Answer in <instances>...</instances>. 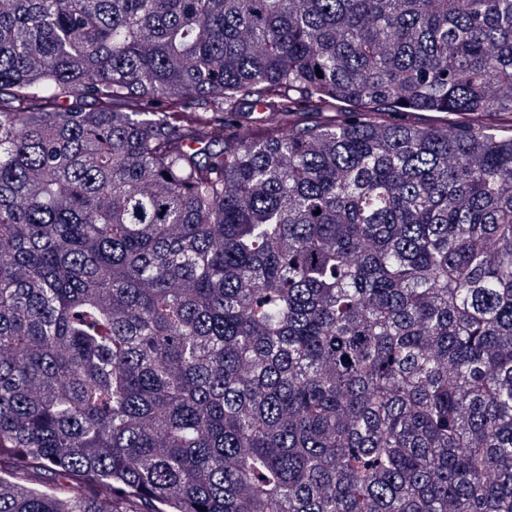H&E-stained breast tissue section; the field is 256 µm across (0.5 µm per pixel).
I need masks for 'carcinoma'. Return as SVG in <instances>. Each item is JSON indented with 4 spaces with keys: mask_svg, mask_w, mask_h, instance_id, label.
I'll list each match as a JSON object with an SVG mask.
<instances>
[{
    "mask_svg": "<svg viewBox=\"0 0 512 512\" xmlns=\"http://www.w3.org/2000/svg\"><path fill=\"white\" fill-rule=\"evenodd\" d=\"M0 512H512V0H0Z\"/></svg>",
    "mask_w": 512,
    "mask_h": 512,
    "instance_id": "obj_1",
    "label": "carcinoma"
}]
</instances>
